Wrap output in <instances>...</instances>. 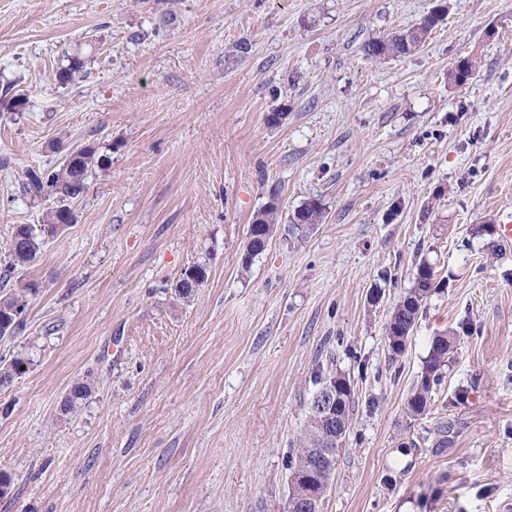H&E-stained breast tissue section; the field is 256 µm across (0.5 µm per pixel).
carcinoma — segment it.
<instances>
[{
  "instance_id": "cac0c4a2",
  "label": "carcinoma",
  "mask_w": 512,
  "mask_h": 512,
  "mask_svg": "<svg viewBox=\"0 0 512 512\" xmlns=\"http://www.w3.org/2000/svg\"><path fill=\"white\" fill-rule=\"evenodd\" d=\"M446 10L437 5L430 10L418 25L405 31L383 35L368 41L364 45L366 55L375 59H398L418 52L426 43L433 30L444 23ZM84 62L77 56L68 58V65L57 72L59 82L70 83L81 77ZM103 158L99 148L82 146L73 151V155L65 158L60 165L50 170L49 176L58 186L55 202L57 206L46 212L43 224L35 227L30 224H16L7 245L8 269L24 268L33 264L42 251L45 238L57 234L64 226L71 223L73 213L70 203L83 194L87 180L93 171L101 167ZM325 209L317 199H311L298 207L289 218L292 224V234L304 237L314 226L322 223ZM279 216V207L272 200L258 212L250 224L249 238L246 246L244 264H249L253 257L261 254L267 248L273 236L275 224ZM206 266L196 263L184 269L176 283V292L182 298H188L207 281ZM434 263L426 257H421L415 264L413 285L392 308L390 318L385 326L386 340L391 360H396L405 352L407 342L423 312L424 305L436 290L437 281ZM38 286L27 283L7 292L0 290V336L13 335L23 326V321L15 317V309L26 308L30 298L37 295ZM456 347V337L442 334L433 337L427 356L422 361L420 380L413 387L407 400V416L417 420L429 411L434 387L442 378V372L448 366L449 355ZM28 362L23 357H16L0 369V386L10 384L14 378L23 374ZM91 396V386L85 381L76 382L70 394L61 405V412L70 414L80 403ZM336 414L339 416L338 426L341 436L336 447H342L343 440L350 428L353 414L354 393H343L336 401ZM308 421L305 427L301 448L288 464L290 474L296 482L301 483L307 476L313 477L314 490L318 502H323L327 490L325 483L331 480L332 473L324 472L318 467L317 453L323 448L330 447L327 431L319 415L314 409V400H309Z\"/></svg>"
}]
</instances>
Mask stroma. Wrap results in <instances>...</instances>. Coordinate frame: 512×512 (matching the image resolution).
Wrapping results in <instances>:
<instances>
[{
	"mask_svg": "<svg viewBox=\"0 0 512 512\" xmlns=\"http://www.w3.org/2000/svg\"><path fill=\"white\" fill-rule=\"evenodd\" d=\"M437 2L0 0V94L25 100L0 113V287L40 286L0 337V365L32 359L0 386V512H283L328 363L355 407L322 512H512V0H448L412 56L362 51ZM75 55L82 78L59 83ZM85 145L104 163L72 224L8 271L13 226L50 206L25 171ZM310 198L325 219L294 240ZM424 255L441 284L393 361L385 325ZM80 380L90 399L62 415ZM279 216V207L275 199H271L268 205L258 212L250 224L248 243L244 264H249L253 257L260 255L267 248L268 242L273 236L275 224ZM254 236V238H252ZM207 269L205 264L195 263L187 267L181 273L180 279L176 283V292L182 298H188L194 294L197 288L203 286L207 281ZM456 347L454 334L434 336L422 361L420 380L413 387L407 400V416L414 420L423 418L429 411L434 387L442 378V372L448 365L449 355Z\"/></svg>",
	"mask_w": 512,
	"mask_h": 512,
	"instance_id": "stroma-1",
	"label": "stroma"
}]
</instances>
